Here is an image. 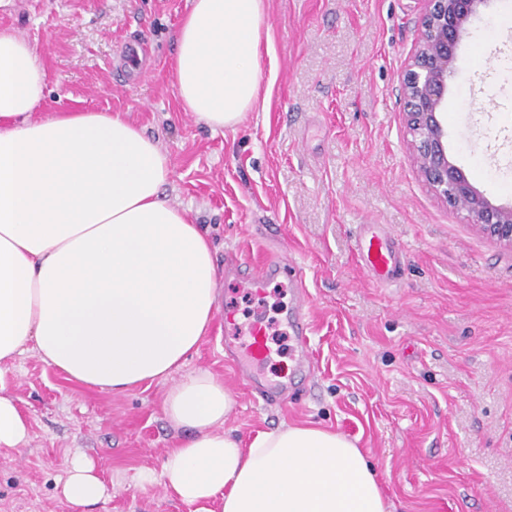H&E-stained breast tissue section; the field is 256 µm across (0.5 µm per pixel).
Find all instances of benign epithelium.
Here are the masks:
<instances>
[{
    "label": "benign epithelium",
    "instance_id": "1",
    "mask_svg": "<svg viewBox=\"0 0 512 512\" xmlns=\"http://www.w3.org/2000/svg\"><path fill=\"white\" fill-rule=\"evenodd\" d=\"M422 39L410 57L403 79L407 124L415 162L435 193L464 210L486 235L512 246V205H496L481 193L448 156L443 114L448 77L461 40L488 0H425Z\"/></svg>",
    "mask_w": 512,
    "mask_h": 512
}]
</instances>
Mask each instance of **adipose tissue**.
Instances as JSON below:
<instances>
[{"mask_svg":"<svg viewBox=\"0 0 512 512\" xmlns=\"http://www.w3.org/2000/svg\"><path fill=\"white\" fill-rule=\"evenodd\" d=\"M267 0H190L170 83L183 111L232 131L260 103ZM39 48L0 28V452H22L30 423L5 365L33 350L66 379L125 393L172 379L163 410L182 437L166 450V491L197 512H392L356 442L308 423L243 441L225 429L236 401L212 372L173 373L219 309L211 242L165 190L169 153L121 111L38 110ZM62 494L103 500L86 457Z\"/></svg>","mask_w":512,"mask_h":512,"instance_id":"ef3b65f1","label":"adipose tissue"}]
</instances>
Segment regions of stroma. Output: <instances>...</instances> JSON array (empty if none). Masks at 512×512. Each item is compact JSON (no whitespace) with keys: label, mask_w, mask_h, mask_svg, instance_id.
<instances>
[{"label":"stroma","mask_w":512,"mask_h":512,"mask_svg":"<svg viewBox=\"0 0 512 512\" xmlns=\"http://www.w3.org/2000/svg\"><path fill=\"white\" fill-rule=\"evenodd\" d=\"M188 0H12L0 27L43 52L41 109L127 112L170 154L169 200L188 209L224 269L221 307L182 368L221 378L243 439L311 421L356 442L393 512H512V247L444 203L418 172L401 93L423 0H268L264 108L212 132L182 111L169 64ZM490 0L458 48L443 114L448 155L493 203L512 204V26ZM377 224L403 251L397 279L363 270L356 244ZM278 254L290 272L262 291L225 266ZM306 289L311 373L288 407L250 400L224 359L254 322L269 383L294 375L284 311ZM32 439L0 454V512H82L61 494L65 462L89 457L108 498L94 512H197L169 497L161 464L183 432L168 382L114 395L69 382L32 351L8 363ZM151 481H142V473Z\"/></svg>","instance_id":"35a3bbf8"}]
</instances>
